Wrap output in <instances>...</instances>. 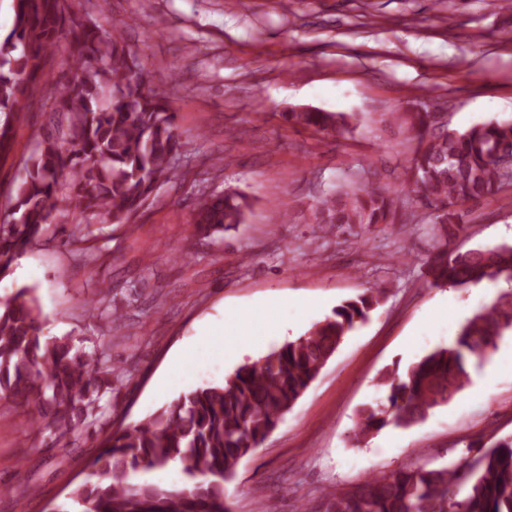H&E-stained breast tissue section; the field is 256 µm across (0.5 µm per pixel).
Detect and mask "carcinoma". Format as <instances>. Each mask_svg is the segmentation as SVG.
I'll return each mask as SVG.
<instances>
[{
    "instance_id": "carcinoma-1",
    "label": "carcinoma",
    "mask_w": 512,
    "mask_h": 512,
    "mask_svg": "<svg viewBox=\"0 0 512 512\" xmlns=\"http://www.w3.org/2000/svg\"><path fill=\"white\" fill-rule=\"evenodd\" d=\"M73 47L72 75L54 84L45 106L57 116L24 166L8 219L0 224V276L38 244L46 226L77 211L129 226L160 182L174 175L171 160L185 151L175 133L177 114L139 57L105 34L93 17L78 21L70 0H22L14 28L0 45V161L13 150L18 104L41 91L57 46ZM288 124L326 135L350 130V115L321 110L282 113ZM405 122L415 145L403 188L342 189L317 202L327 234L354 226L403 219L402 194L431 209L430 223L442 246L427 260L433 284L476 287L512 282V244L448 248L463 223L459 206L497 194L512 182L501 166L512 159V120L448 129L442 112H411ZM250 207L238 192L213 191L199 198L196 233L215 238L244 223ZM378 302L372 294L346 301L307 334L243 365L219 384L179 394L145 418L112 424L88 462L81 483L51 512H230L226 484L240 461L284 421L335 353ZM512 335V296L502 295L439 347L380 378L383 398L360 410L352 440L394 424L409 427L448 404L471 383L472 359ZM115 369L87 353L71 336L46 337L34 288L22 286L0 300V405L28 412V422L50 444L65 442L80 423L94 426L112 399ZM476 452L452 467L400 468L372 476L345 493L326 498L324 512H512V439L472 444ZM182 464L174 486L141 474Z\"/></svg>"
}]
</instances>
